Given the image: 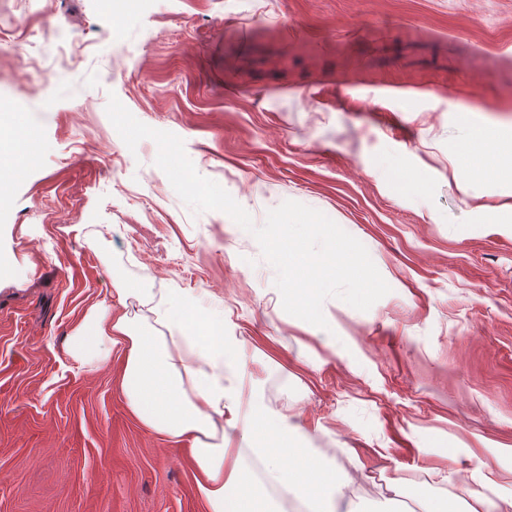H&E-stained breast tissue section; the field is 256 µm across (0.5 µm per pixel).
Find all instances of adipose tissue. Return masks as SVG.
Listing matches in <instances>:
<instances>
[{
    "label": "adipose tissue",
    "instance_id": "adipose-tissue-1",
    "mask_svg": "<svg viewBox=\"0 0 512 512\" xmlns=\"http://www.w3.org/2000/svg\"><path fill=\"white\" fill-rule=\"evenodd\" d=\"M506 154L512 156V137L489 124L465 140L458 163L473 176L492 179ZM114 292L116 304L91 306L72 328L66 354L92 372L120 350L128 409L150 432L190 443L206 512H282L280 498L244 464L247 454L305 498L308 512H338L336 495L352 474L317 462L296 442L298 425L247 392L237 366L241 341L225 335L223 319H207L185 298L164 305L148 288L119 282ZM130 297L153 313L154 322L130 317Z\"/></svg>",
    "mask_w": 512,
    "mask_h": 512
}]
</instances>
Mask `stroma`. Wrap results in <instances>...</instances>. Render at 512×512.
Instances as JSON below:
<instances>
[{
	"label": "stroma",
	"instance_id": "obj_1",
	"mask_svg": "<svg viewBox=\"0 0 512 512\" xmlns=\"http://www.w3.org/2000/svg\"><path fill=\"white\" fill-rule=\"evenodd\" d=\"M0 104L38 148L0 199V512H205L189 444L129 412L119 365L64 345L113 285L190 293L241 337L248 382L360 512L512 497V227L497 185L452 170L475 124L512 127V0H0ZM174 133L262 226L287 200L367 249L390 287L287 314L277 272L220 211L193 212L129 150L109 95ZM394 157L402 178L388 177ZM487 469L475 472L476 459ZM399 479L390 492L391 479Z\"/></svg>",
	"mask_w": 512,
	"mask_h": 512
}]
</instances>
